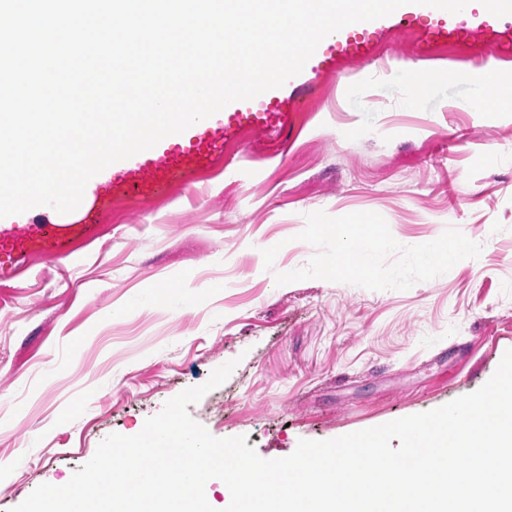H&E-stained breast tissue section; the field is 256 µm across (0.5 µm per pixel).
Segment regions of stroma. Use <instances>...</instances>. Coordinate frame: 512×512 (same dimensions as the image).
Segmentation results:
<instances>
[{
    "label": "stroma",
    "instance_id": "1",
    "mask_svg": "<svg viewBox=\"0 0 512 512\" xmlns=\"http://www.w3.org/2000/svg\"><path fill=\"white\" fill-rule=\"evenodd\" d=\"M391 26L366 56L304 67L291 86L244 101L286 135L243 126L211 164L155 197L105 175L67 214L0 218L79 224L63 259L34 252L0 277V512L62 485L107 436L148 417L229 361L228 379L189 405L217 438L264 459L430 411L481 388L512 349V112L464 110L479 70L512 57L427 43ZM453 76L411 98V73ZM375 212L402 245L459 229L481 254L405 291L308 279L277 285L316 247L306 216ZM279 246L273 268L263 249Z\"/></svg>",
    "mask_w": 512,
    "mask_h": 512
}]
</instances>
